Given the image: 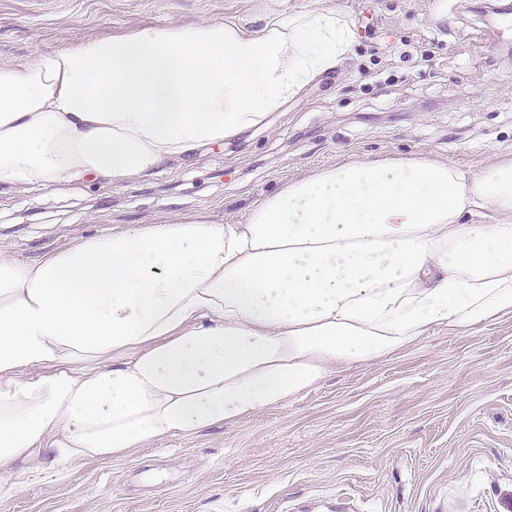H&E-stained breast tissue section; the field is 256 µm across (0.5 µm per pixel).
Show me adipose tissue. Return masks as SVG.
Segmentation results:
<instances>
[{"mask_svg":"<svg viewBox=\"0 0 512 512\" xmlns=\"http://www.w3.org/2000/svg\"><path fill=\"white\" fill-rule=\"evenodd\" d=\"M340 10L260 30L203 20L0 64V183L155 177L264 121L336 70ZM512 316V158L426 155L293 179L244 223L181 216L42 259L0 248V491L238 423L437 327Z\"/></svg>","mask_w":512,"mask_h":512,"instance_id":"adipose-tissue-1","label":"adipose tissue"}]
</instances>
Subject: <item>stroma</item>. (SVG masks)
Instances as JSON below:
<instances>
[{"mask_svg": "<svg viewBox=\"0 0 512 512\" xmlns=\"http://www.w3.org/2000/svg\"><path fill=\"white\" fill-rule=\"evenodd\" d=\"M469 0H0V63L145 26L252 28L337 7L344 64L259 126L150 180L0 191V243L32 261L104 229L237 224L283 183L354 158L512 155V44ZM512 512V317L435 330L237 424L137 454L18 473L0 512Z\"/></svg>", "mask_w": 512, "mask_h": 512, "instance_id": "1", "label": "stroma"}]
</instances>
